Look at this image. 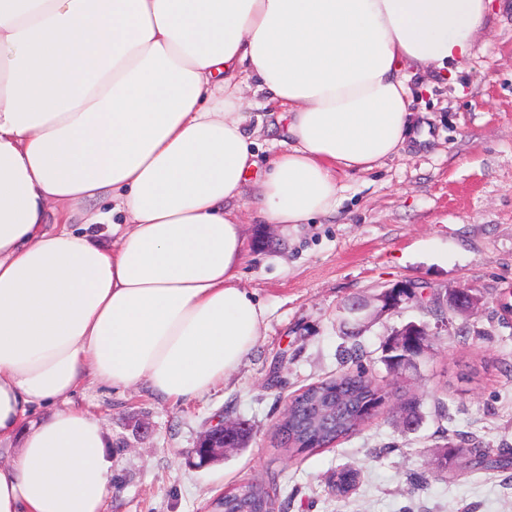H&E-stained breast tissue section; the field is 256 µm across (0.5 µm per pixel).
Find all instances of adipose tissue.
<instances>
[{
  "label": "adipose tissue",
  "mask_w": 512,
  "mask_h": 512,
  "mask_svg": "<svg viewBox=\"0 0 512 512\" xmlns=\"http://www.w3.org/2000/svg\"><path fill=\"white\" fill-rule=\"evenodd\" d=\"M490 0H0V512H105L110 440L86 380L197 397L251 353L264 307L238 283L259 215L331 211L339 177L409 136L404 64L468 58ZM284 107L259 179L235 77ZM105 198L112 243L48 226Z\"/></svg>",
  "instance_id": "ef3b65f1"
}]
</instances>
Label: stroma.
<instances>
[{
  "label": "stroma",
  "instance_id": "1",
  "mask_svg": "<svg viewBox=\"0 0 512 512\" xmlns=\"http://www.w3.org/2000/svg\"><path fill=\"white\" fill-rule=\"evenodd\" d=\"M412 132L399 154L368 172L341 176L335 208L282 236L248 199L237 210L250 235L239 284L266 309L253 351L222 384L173 402L147 386L86 381L68 404L88 408L112 436L108 512H209L228 489L259 481L275 489L274 512H512V484L493 468L462 464L415 486L435 446L512 448V0H496L472 56L452 71L410 65ZM259 165L282 150L287 125L256 78L237 77ZM405 280L438 289L476 288L485 336L456 320L434 337L416 371L398 377L381 360L392 328L422 320L411 304L346 335L341 306ZM359 343L362 362L389 405L333 447L293 456L275 426L306 385L345 370L339 350ZM416 397L413 430L391 405ZM252 426L248 448L203 467L190 454L216 418ZM359 474L347 499L332 480Z\"/></svg>",
  "mask_w": 512,
  "mask_h": 512
}]
</instances>
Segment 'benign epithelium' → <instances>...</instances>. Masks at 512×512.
<instances>
[{
    "instance_id": "7a95c632",
    "label": "benign epithelium",
    "mask_w": 512,
    "mask_h": 512,
    "mask_svg": "<svg viewBox=\"0 0 512 512\" xmlns=\"http://www.w3.org/2000/svg\"><path fill=\"white\" fill-rule=\"evenodd\" d=\"M398 287L402 288V292L399 294L390 288L370 300L353 299L343 305L342 312L344 314L343 322L353 325L357 333L368 327L374 318L393 312L405 303L415 304L424 314L434 318L435 322L433 323L428 321L412 322L393 333V337L398 340L400 347L418 345L411 361L404 363L401 367V371L405 373L416 366L428 352L426 340L448 330L451 326L448 319L435 317V310L446 304L451 308L453 315L471 317L478 313L482 304V296L468 287L448 288L443 291L417 281H405L398 284ZM220 435H224V421L222 420L216 421L202 435L196 448L193 449V453H202L207 464L214 456H224V448L217 447L215 442V437Z\"/></svg>"
}]
</instances>
